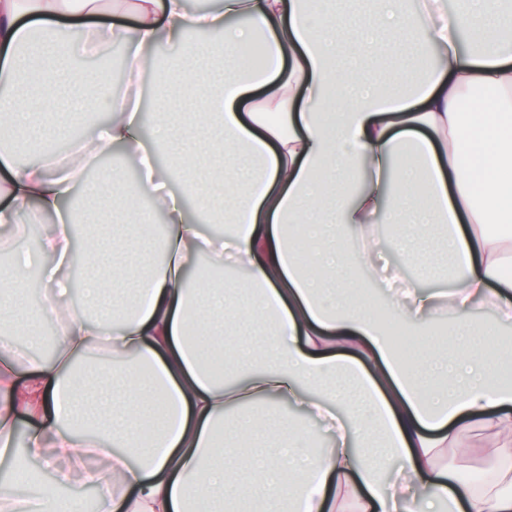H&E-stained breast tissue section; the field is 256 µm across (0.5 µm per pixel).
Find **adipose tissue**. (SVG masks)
<instances>
[{"label": "adipose tissue", "instance_id": "adipose-tissue-1", "mask_svg": "<svg viewBox=\"0 0 512 512\" xmlns=\"http://www.w3.org/2000/svg\"><path fill=\"white\" fill-rule=\"evenodd\" d=\"M327 0H219L189 11L187 0H0V129L59 130L30 109L54 100L59 85L89 86L70 57L73 39L87 52L129 42L131 77L181 38L178 63L154 84L153 145L137 115L142 94L98 86L65 112L105 113L90 138L68 154L0 163V223L23 233L52 222L39 242L41 276L58 324L57 352L32 362L12 330L26 326L20 291L30 265L11 255L0 285L15 296L0 304V457L13 453L19 412L40 419L23 450L53 484L21 497L0 479V512H79L62 494L73 479L97 492L96 512H512V468L475 489L449 449L470 434L492 439L496 458L512 457V361L502 336L512 330V20L502 0H422L405 10L381 0L382 28L363 32L356 17ZM215 33L185 40L187 31ZM264 36L272 57L261 74L227 70L218 95L199 92L198 70ZM415 56L399 66L390 90L376 89L367 59ZM164 151L168 165H158ZM142 171L139 195L126 186L127 163ZM396 233L379 247L377 217L389 186ZM122 203L137 222L139 287L131 309L101 304L104 284L128 276L110 253L127 238L90 233L74 244L65 206L76 187ZM149 208H141L139 196ZM164 231L152 239L155 215ZM223 215L225 235L201 233ZM418 266L385 293L396 324L420 335L446 326L448 346L413 357L394 352L374 317L369 282L385 275L388 252ZM448 255L443 287L422 252ZM213 275L189 285L197 259ZM96 316L68 304L73 263ZM245 271L240 303L227 272ZM490 321L475 320L478 309ZM224 321L216 350H229L230 381L213 378L194 353L189 329ZM270 411L271 441L254 447ZM329 437L312 444L311 425ZM102 456L104 467L89 458Z\"/></svg>", "mask_w": 512, "mask_h": 512}]
</instances>
